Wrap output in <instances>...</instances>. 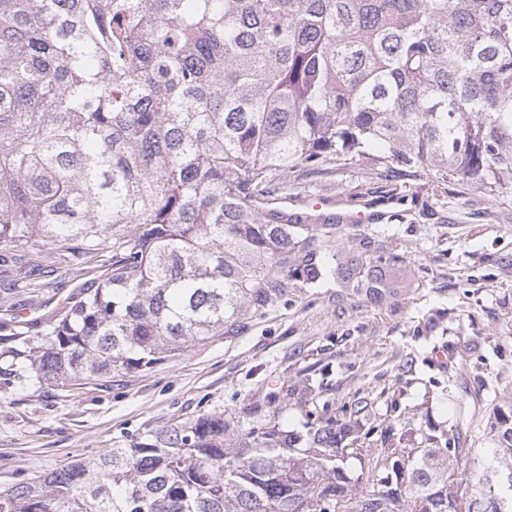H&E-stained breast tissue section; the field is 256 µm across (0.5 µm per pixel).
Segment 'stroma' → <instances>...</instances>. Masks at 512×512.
I'll return each instance as SVG.
<instances>
[{
    "label": "stroma",
    "mask_w": 512,
    "mask_h": 512,
    "mask_svg": "<svg viewBox=\"0 0 512 512\" xmlns=\"http://www.w3.org/2000/svg\"><path fill=\"white\" fill-rule=\"evenodd\" d=\"M315 198L327 202L322 217H340V236H372L378 255L400 257L382 299L329 276L246 311L242 332L145 372L84 386L0 374V488L204 413L306 430L300 391L320 377L327 385L317 403L353 424L355 447L388 437L397 448H422L433 436L441 448L457 437L469 453L456 472H488L493 408L512 403V203L450 179L385 173L365 157L289 178L274 206L305 216ZM356 210L381 220L344 223ZM46 280L44 288L0 286V306L21 313L76 285L60 270ZM439 350L447 364L437 362Z\"/></svg>",
    "instance_id": "35a3bbf8"
}]
</instances>
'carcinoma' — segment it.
Here are the masks:
<instances>
[{"label": "carcinoma", "instance_id": "obj_1", "mask_svg": "<svg viewBox=\"0 0 512 512\" xmlns=\"http://www.w3.org/2000/svg\"><path fill=\"white\" fill-rule=\"evenodd\" d=\"M372 145L512 195V0H0L3 271H100L0 373L146 371L290 288L386 284L400 259L369 237L269 207L275 179ZM494 429L512 470V406ZM348 435L325 408L306 433L202 414L0 491V512H512L488 477L461 490L463 448Z\"/></svg>", "mask_w": 512, "mask_h": 512}]
</instances>
